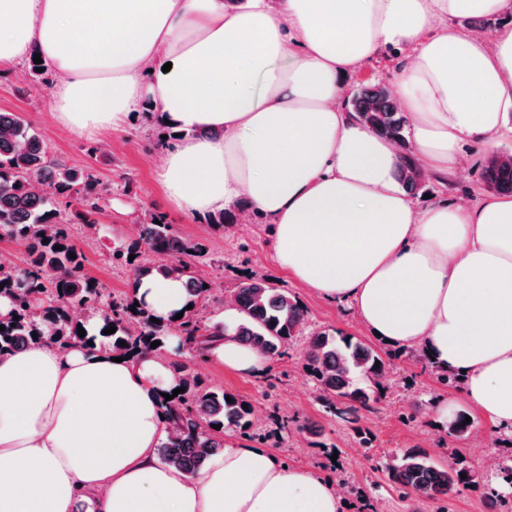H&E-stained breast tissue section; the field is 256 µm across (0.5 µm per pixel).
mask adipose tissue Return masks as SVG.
Here are the masks:
<instances>
[{"label": "adipose tissue", "instance_id": "obj_1", "mask_svg": "<svg viewBox=\"0 0 512 512\" xmlns=\"http://www.w3.org/2000/svg\"><path fill=\"white\" fill-rule=\"evenodd\" d=\"M504 12L512 0H0V72L39 55L58 76L56 121L80 136L153 106L173 131L157 171L173 206L202 218L247 200L282 270L460 375L439 424L463 405L512 433V196L418 207L343 79L402 51L414 154L446 181L464 146L512 134V27L453 25ZM136 297L164 320L187 303L172 279ZM221 320L211 359L264 373L235 310ZM112 356L47 340L0 355V512H341L331 482L232 435L198 474L162 462V397L178 382L157 354Z\"/></svg>", "mask_w": 512, "mask_h": 512}]
</instances>
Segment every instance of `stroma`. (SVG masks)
Listing matches in <instances>:
<instances>
[{"label": "stroma", "instance_id": "35a3bbf8", "mask_svg": "<svg viewBox=\"0 0 512 512\" xmlns=\"http://www.w3.org/2000/svg\"><path fill=\"white\" fill-rule=\"evenodd\" d=\"M398 53L388 49L366 62L348 80V91L367 84L393 85ZM52 71L40 79L25 80L20 72L0 73V111L14 112L35 127L51 154L66 157L79 168H92L108 193L99 216L100 234L95 247L86 249L84 271L113 295L128 292L131 274L128 268L111 264L110 248L136 237L145 215L155 213L173 224L183 237L204 241L214 260L209 270L212 292L211 315L224 310L223 299L230 296L248 271H260L280 288L296 295L306 308L304 334L336 330L368 338V330L342 303L328 301L281 271L275 264L270 246L269 226L255 220L216 229L207 219H193L177 212L169 203L156 177L159 145L165 130L142 116L123 129L106 130L93 136H80L59 125L49 110ZM463 170L456 179L442 183L425 176L414 200L430 196L432 201L456 204L474 203L486 190L477 182L483 162V150L468 146L463 150ZM192 371L211 387L234 393L250 401L257 420V438L283 461L325 475L334 463H341L351 487L344 496V512H411L409 500L391 487L383 470L384 462L403 449L425 448L437 461L448 452L458 451L484 479L467 488L453 500L454 512H495L490 489H503L494 471L493 458L482 455L473 441L484 436L497 443L498 456L512 457V437L496 431L480 414H472V435L457 438L436 426L432 409L442 398L459 397L456 388L443 387L434 368L426 366L418 352L403 351L394 359L391 388L371 413L361 420L376 437L373 447H360L353 439L348 422L323 411L315 397L312 380L302 368L300 348L289 358L271 363L259 377H247L210 360L191 361ZM422 411L416 422H402L401 415L414 405Z\"/></svg>", "mask_w": 512, "mask_h": 512}]
</instances>
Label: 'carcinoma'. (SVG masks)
Segmentation results:
<instances>
[{
	"instance_id": "cac0c4a2",
	"label": "carcinoma",
	"mask_w": 512,
	"mask_h": 512,
	"mask_svg": "<svg viewBox=\"0 0 512 512\" xmlns=\"http://www.w3.org/2000/svg\"><path fill=\"white\" fill-rule=\"evenodd\" d=\"M348 108L372 132L398 145V180L406 191L416 190L423 172L407 144L406 116L389 90L377 84L362 86L350 96ZM479 179L490 190L512 194V153H499L484 163ZM107 192L92 169L50 155L20 116L0 112V239L25 248L23 269L0 260V297L8 302V309L0 312V325L5 326L0 331V354L45 339L86 345L99 336L114 352L164 353L175 334L180 338L178 351L188 350L195 359L206 360L215 338L224 335L223 323H207L199 316L211 291L206 267L212 259L206 244L182 237L163 217L151 215L137 238L114 247L109 255L111 262L132 268L135 282L158 276L182 280L192 308L175 323L151 321L153 314L144 304L134 306L133 292L114 297L82 273L85 254L72 240L70 224L75 217L97 234L100 200ZM74 203L80 209L71 215L67 208ZM149 253L166 254L168 260L153 262ZM232 304L240 341L273 361L288 355L305 322L304 306L296 296L273 286L266 275L250 272L236 288ZM75 307L83 311V319L71 314ZM89 319L96 320L100 331L79 336L78 326ZM112 326L115 332L103 333ZM154 341L160 345L151 347ZM304 360L323 410L356 423L358 444L373 447V436L358 422L360 413L371 410L387 392L390 356L359 337L318 332L309 337ZM169 366L185 392L165 402L171 432L158 455L163 462L196 474L210 454L224 450V432L234 428L248 435L255 410L239 396L204 386L183 360L174 359ZM216 425L220 429H214ZM453 458L451 464H440L424 448H406L385 463V472L402 495L422 494L441 502L445 512L454 496L481 481L459 455Z\"/></svg>"
}]
</instances>
